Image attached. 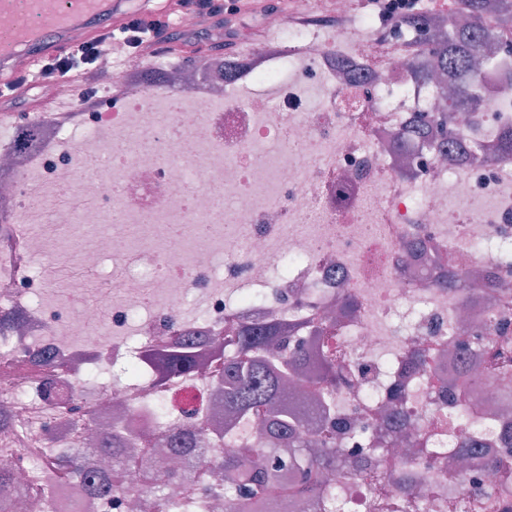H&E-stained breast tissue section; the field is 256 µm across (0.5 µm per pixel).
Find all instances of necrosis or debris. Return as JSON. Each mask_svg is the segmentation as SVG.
Masks as SVG:
<instances>
[{
    "label": "necrosis or debris",
    "mask_w": 512,
    "mask_h": 512,
    "mask_svg": "<svg viewBox=\"0 0 512 512\" xmlns=\"http://www.w3.org/2000/svg\"><path fill=\"white\" fill-rule=\"evenodd\" d=\"M363 25L270 14L248 55L104 56L83 99L39 85L65 115L0 122V512H512L490 474L512 462V383L468 342H500V299L447 287L483 268L512 287V159L484 155L512 127V45L484 59L477 115L416 76L434 68L420 29L384 49ZM297 322L311 367L332 349L350 374L298 433L347 428L324 496L284 469L244 509L212 467L269 444L214 367L235 326ZM186 335L196 367L161 378L147 352ZM463 365L467 430L448 405ZM103 433L133 474L91 500L57 464ZM175 435L190 452L164 455Z\"/></svg>",
    "instance_id": "1"
}]
</instances>
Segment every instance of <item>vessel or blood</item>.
I'll return each instance as SVG.
<instances>
[{"label":"vessel or blood","instance_id":"vessel-or-blood-1","mask_svg":"<svg viewBox=\"0 0 512 512\" xmlns=\"http://www.w3.org/2000/svg\"><path fill=\"white\" fill-rule=\"evenodd\" d=\"M30 3L33 10L56 12V28L18 47L0 43V91L14 87L43 60L68 52L73 46L72 29H81L84 39L89 40L99 35L104 27L118 25L121 21V0H30Z\"/></svg>","mask_w":512,"mask_h":512}]
</instances>
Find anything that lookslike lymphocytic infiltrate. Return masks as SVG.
I'll return each mask as SVG.
<instances>
[{"label":"lymphocytic infiltrate","instance_id":"lymphocytic-infiltrate-1","mask_svg":"<svg viewBox=\"0 0 512 512\" xmlns=\"http://www.w3.org/2000/svg\"><path fill=\"white\" fill-rule=\"evenodd\" d=\"M280 0H176L169 9L155 12L142 9L126 10L120 25L111 34L77 42L65 55L46 61L41 66L43 78L51 79L71 72L91 71L100 57L142 61L155 52L158 39L173 28L177 11L193 13L198 22H216L232 30L250 25L261 14L281 11Z\"/></svg>","mask_w":512,"mask_h":512}]
</instances>
